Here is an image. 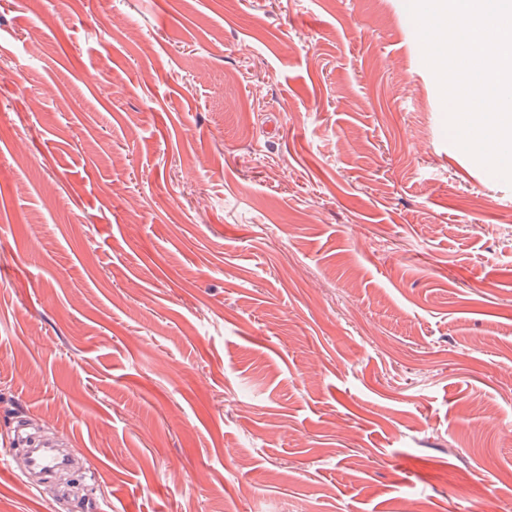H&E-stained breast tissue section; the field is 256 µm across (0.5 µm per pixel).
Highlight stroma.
<instances>
[{
    "instance_id": "obj_1",
    "label": "stroma",
    "mask_w": 512,
    "mask_h": 512,
    "mask_svg": "<svg viewBox=\"0 0 512 512\" xmlns=\"http://www.w3.org/2000/svg\"><path fill=\"white\" fill-rule=\"evenodd\" d=\"M410 19L0 0V512H512V185ZM37 446L31 452L30 466L32 470L50 473L69 466L67 458L59 448L61 446L59 439H42Z\"/></svg>"
}]
</instances>
